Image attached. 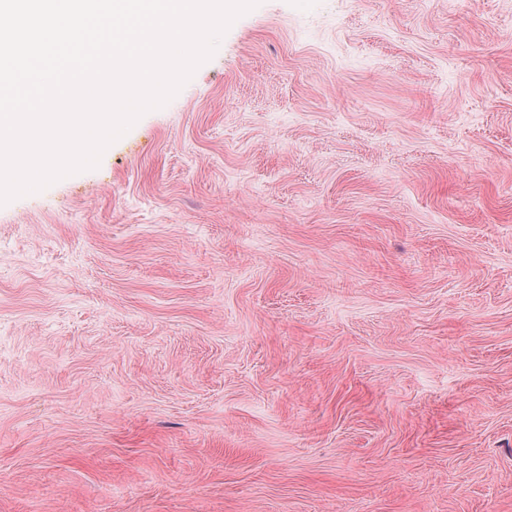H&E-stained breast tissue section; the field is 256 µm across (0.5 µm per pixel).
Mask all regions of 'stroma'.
Instances as JSON below:
<instances>
[{"label": "stroma", "mask_w": 512, "mask_h": 512, "mask_svg": "<svg viewBox=\"0 0 512 512\" xmlns=\"http://www.w3.org/2000/svg\"><path fill=\"white\" fill-rule=\"evenodd\" d=\"M0 512H512V0H261L1 205Z\"/></svg>", "instance_id": "1"}]
</instances>
